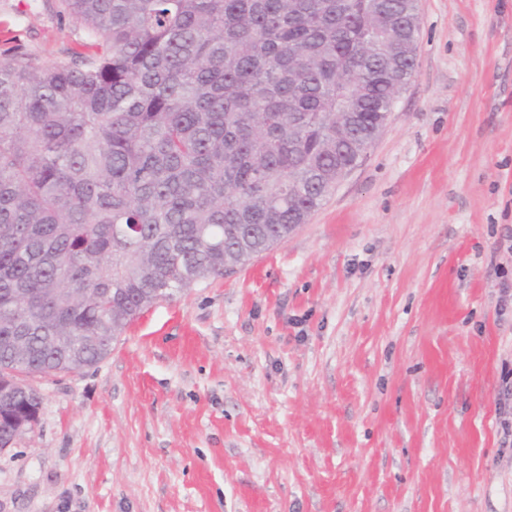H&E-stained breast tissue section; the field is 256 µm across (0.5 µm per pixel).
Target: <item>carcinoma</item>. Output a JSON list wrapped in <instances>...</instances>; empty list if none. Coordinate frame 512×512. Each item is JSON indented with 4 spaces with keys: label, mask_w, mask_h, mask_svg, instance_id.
<instances>
[{
    "label": "carcinoma",
    "mask_w": 512,
    "mask_h": 512,
    "mask_svg": "<svg viewBox=\"0 0 512 512\" xmlns=\"http://www.w3.org/2000/svg\"><path fill=\"white\" fill-rule=\"evenodd\" d=\"M72 64L0 60V386L307 223L415 70L407 0H61ZM0 398V444L33 418Z\"/></svg>",
    "instance_id": "carcinoma-1"
}]
</instances>
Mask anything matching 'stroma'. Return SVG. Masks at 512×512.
<instances>
[{
	"mask_svg": "<svg viewBox=\"0 0 512 512\" xmlns=\"http://www.w3.org/2000/svg\"><path fill=\"white\" fill-rule=\"evenodd\" d=\"M388 123L288 239L32 377L0 512H512V0H418ZM60 0L0 59L64 64Z\"/></svg>",
	"mask_w": 512,
	"mask_h": 512,
	"instance_id": "35a3bbf8",
	"label": "stroma"
}]
</instances>
